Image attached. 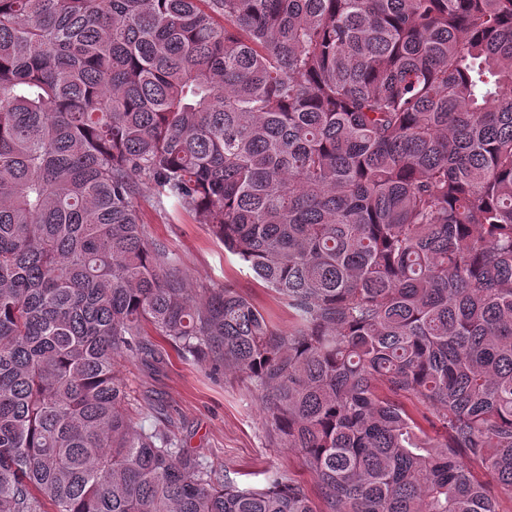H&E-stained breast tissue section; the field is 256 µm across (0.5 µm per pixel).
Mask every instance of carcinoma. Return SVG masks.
Listing matches in <instances>:
<instances>
[{
    "label": "carcinoma",
    "instance_id": "cac0c4a2",
    "mask_svg": "<svg viewBox=\"0 0 512 512\" xmlns=\"http://www.w3.org/2000/svg\"><path fill=\"white\" fill-rule=\"evenodd\" d=\"M153 194L291 327L189 280ZM178 355L318 480L147 427ZM512 497V0H0V512H499Z\"/></svg>",
    "mask_w": 512,
    "mask_h": 512
}]
</instances>
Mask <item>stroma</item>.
<instances>
[{"instance_id":"35a3bbf8","label":"stroma","mask_w":512,"mask_h":512,"mask_svg":"<svg viewBox=\"0 0 512 512\" xmlns=\"http://www.w3.org/2000/svg\"><path fill=\"white\" fill-rule=\"evenodd\" d=\"M139 206L148 235L168 244L190 279L208 287L233 285L267 311L279 329L288 328L287 308L236 256L225 252L206 225L187 213L163 212L149 197L141 198ZM119 377L136 403L150 404L144 425L152 424V410H161L183 447L223 462L242 484L262 485L265 472L278 469L315 488V476L303 468L298 456L270 442L257 397L240 378L180 358L170 349L150 364L137 359L124 363Z\"/></svg>"}]
</instances>
